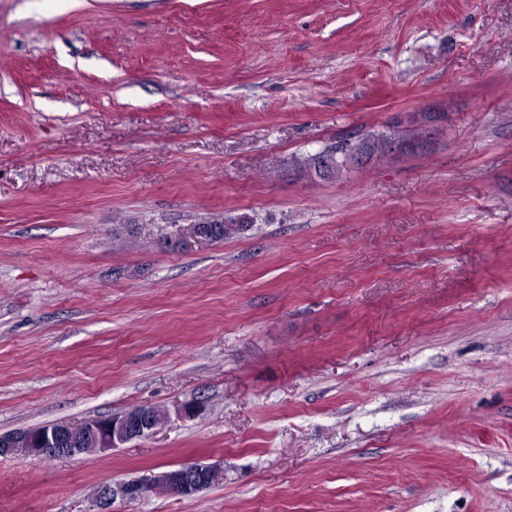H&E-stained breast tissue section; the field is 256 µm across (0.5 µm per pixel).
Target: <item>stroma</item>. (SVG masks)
I'll return each mask as SVG.
<instances>
[{
	"label": "stroma",
	"instance_id": "stroma-1",
	"mask_svg": "<svg viewBox=\"0 0 512 512\" xmlns=\"http://www.w3.org/2000/svg\"><path fill=\"white\" fill-rule=\"evenodd\" d=\"M138 406L0 458V512L188 463L224 479L112 512H512V0H0V432ZM344 152L347 153V167L360 166L365 164L366 160H368L366 157L363 156L362 151L355 152L353 149L349 151L347 147H336L335 151H330L331 157L329 159L324 160L323 171L325 178H333L334 176H336L335 156L343 154ZM371 160H374V158H369L367 163L370 162ZM223 228L213 224H186L167 232L162 244L177 251H192L197 247L214 244ZM158 427L153 414L147 408H139L121 415L85 419L80 432L75 434L55 424L37 434H24L20 431L26 430L18 429L0 433V457L12 456L21 443L30 444V456L38 460L105 453L147 438Z\"/></svg>",
	"mask_w": 512,
	"mask_h": 512
}]
</instances>
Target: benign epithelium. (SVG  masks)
Segmentation results:
<instances>
[{"label":"benign epithelium","mask_w":512,"mask_h":512,"mask_svg":"<svg viewBox=\"0 0 512 512\" xmlns=\"http://www.w3.org/2000/svg\"><path fill=\"white\" fill-rule=\"evenodd\" d=\"M347 153L346 166L365 164L363 152L346 147L336 148L331 157L324 160V175L336 176L335 157ZM222 229L213 224H186L170 231L162 244L168 248L188 252L197 247L215 243ZM159 427L153 414L146 408L132 409L121 415L88 418L78 433L51 424L36 434H24L18 430L0 433V457H9L21 443L30 444V456L36 459L73 457L81 454L105 453L133 440L147 438ZM221 471L211 466L207 469L195 466L173 470L151 471L127 481L102 486L96 494L99 512H110L113 503L141 501L157 485L169 489L179 497L193 496L211 487L213 479Z\"/></svg>","instance_id":"benign-epithelium-1"}]
</instances>
